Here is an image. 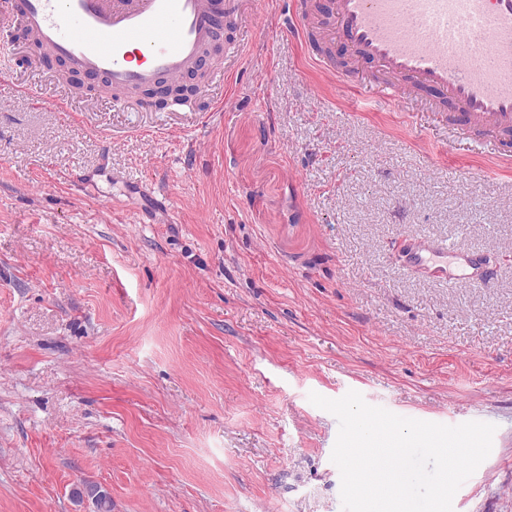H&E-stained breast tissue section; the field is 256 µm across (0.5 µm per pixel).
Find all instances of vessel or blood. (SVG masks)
<instances>
[{"label": "vessel or blood", "instance_id": "1", "mask_svg": "<svg viewBox=\"0 0 512 512\" xmlns=\"http://www.w3.org/2000/svg\"><path fill=\"white\" fill-rule=\"evenodd\" d=\"M288 19L319 71L336 81L346 75L324 51L313 26L310 0H285ZM238 0H0V50L23 27L44 53L76 74L98 79L100 90L145 91L182 84L214 50L224 56L214 74L233 76L242 56ZM334 32L352 52L389 76L376 98L403 103L406 89L446 93L458 128L480 134L476 146L498 150L512 130V0H330ZM400 267L448 282L489 286L486 257L455 241L414 236Z\"/></svg>", "mask_w": 512, "mask_h": 512}]
</instances>
